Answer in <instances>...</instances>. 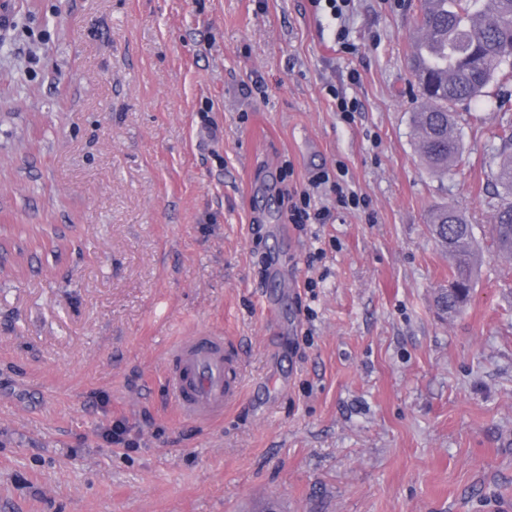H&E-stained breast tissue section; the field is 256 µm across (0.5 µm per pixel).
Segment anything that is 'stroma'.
Instances as JSON below:
<instances>
[{"instance_id":"obj_1","label":"stroma","mask_w":512,"mask_h":512,"mask_svg":"<svg viewBox=\"0 0 512 512\" xmlns=\"http://www.w3.org/2000/svg\"><path fill=\"white\" fill-rule=\"evenodd\" d=\"M0 28V512H488L512 500V258L488 233L512 111L412 124L420 0H7ZM349 46L340 49L339 33ZM338 88L358 110L345 118ZM367 200L291 223L338 167ZM483 254L468 304L431 209ZM242 352L240 401L178 417L182 339ZM132 447L109 443L114 421ZM298 197V201H293ZM291 201V220L294 224H324L331 218V211L326 207L316 208L312 205V196L307 188L298 192L287 193V202ZM430 223L437 244L453 259L450 285L461 290L448 291V295L435 298L434 302L444 314L455 313L467 302L472 289L475 267L473 224L458 210L448 207L434 212Z\"/></svg>"}]
</instances>
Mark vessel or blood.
<instances>
[{
  "instance_id": "1",
  "label": "vessel or blood",
  "mask_w": 512,
  "mask_h": 512,
  "mask_svg": "<svg viewBox=\"0 0 512 512\" xmlns=\"http://www.w3.org/2000/svg\"><path fill=\"white\" fill-rule=\"evenodd\" d=\"M166 381L184 419L201 421L221 416L240 395L238 350L222 332L197 333L171 353Z\"/></svg>"
}]
</instances>
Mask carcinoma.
I'll return each instance as SVG.
<instances>
[{
  "label": "carcinoma",
  "instance_id": "1",
  "mask_svg": "<svg viewBox=\"0 0 512 512\" xmlns=\"http://www.w3.org/2000/svg\"><path fill=\"white\" fill-rule=\"evenodd\" d=\"M413 76L420 104L413 114L418 149L432 170L446 173L462 148L456 132L459 104H471L499 81L500 109L512 105V0H421ZM503 189L492 224L499 256L512 258V151H504L493 173ZM437 244L453 259L450 291L434 299L445 314L467 302L475 267L473 225L446 207L431 216Z\"/></svg>",
  "mask_w": 512,
  "mask_h": 512
}]
</instances>
